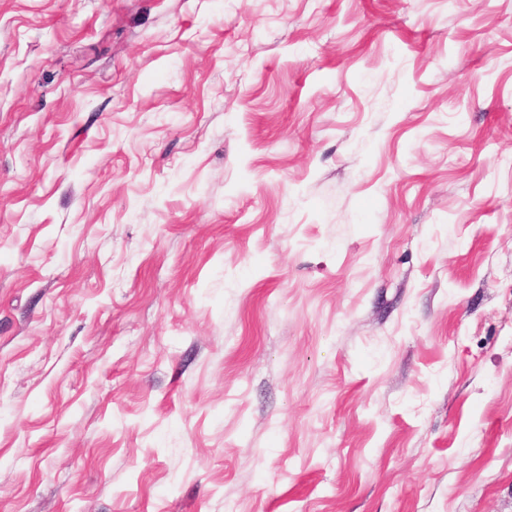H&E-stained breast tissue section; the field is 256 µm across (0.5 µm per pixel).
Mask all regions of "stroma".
I'll return each instance as SVG.
<instances>
[{"label":"stroma","instance_id":"1","mask_svg":"<svg viewBox=\"0 0 512 512\" xmlns=\"http://www.w3.org/2000/svg\"><path fill=\"white\" fill-rule=\"evenodd\" d=\"M0 512H512V0H0Z\"/></svg>","mask_w":512,"mask_h":512}]
</instances>
